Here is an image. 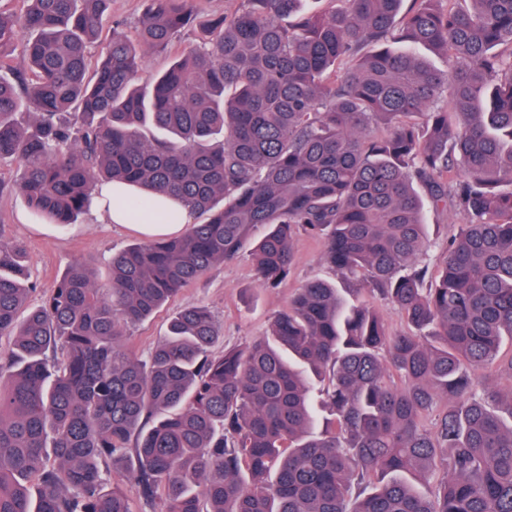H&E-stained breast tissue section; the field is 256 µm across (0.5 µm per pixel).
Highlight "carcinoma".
I'll return each instance as SVG.
<instances>
[{"mask_svg": "<svg viewBox=\"0 0 512 512\" xmlns=\"http://www.w3.org/2000/svg\"><path fill=\"white\" fill-rule=\"evenodd\" d=\"M16 2L0 70L16 43L26 68L0 78V158L19 162L34 214L71 224L115 182L135 213L163 193L209 217L113 255L105 288L65 275L24 315L22 249L0 239V512H133L111 483L129 457L142 512H512V390L497 384L512 376V0H241L146 80L194 0H145L94 66L107 0ZM428 206L459 217L435 271ZM256 224L264 286L288 279L303 231L408 330L317 280L247 345L214 353L219 328L193 307L147 357L121 348ZM437 464L425 498L406 476Z\"/></svg>", "mask_w": 512, "mask_h": 512, "instance_id": "carcinoma-1", "label": "carcinoma"}]
</instances>
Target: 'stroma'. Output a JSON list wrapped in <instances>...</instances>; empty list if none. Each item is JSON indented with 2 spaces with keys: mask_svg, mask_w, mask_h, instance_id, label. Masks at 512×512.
<instances>
[{
  "mask_svg": "<svg viewBox=\"0 0 512 512\" xmlns=\"http://www.w3.org/2000/svg\"><path fill=\"white\" fill-rule=\"evenodd\" d=\"M145 10L144 0H109L102 35L92 55L105 52L113 24L134 31ZM20 173L8 159L0 160V239L22 242L27 251L29 293L33 307L51 293L64 275L76 269L90 273L97 284H108L113 253L141 240L139 234L117 224L96 219L93 212L60 227L35 219L20 191ZM294 263L286 283L277 288L261 285L249 250L233 262L220 263L184 288L173 302L150 318L124 330V345L147 355L167 332L171 316L181 308L207 307L215 316L220 345H233L265 335L273 316L288 304L295 289L321 279L335 282L323 259V244L306 234L294 240Z\"/></svg>",
  "mask_w": 512,
  "mask_h": 512,
  "instance_id": "obj_1",
  "label": "stroma"
}]
</instances>
